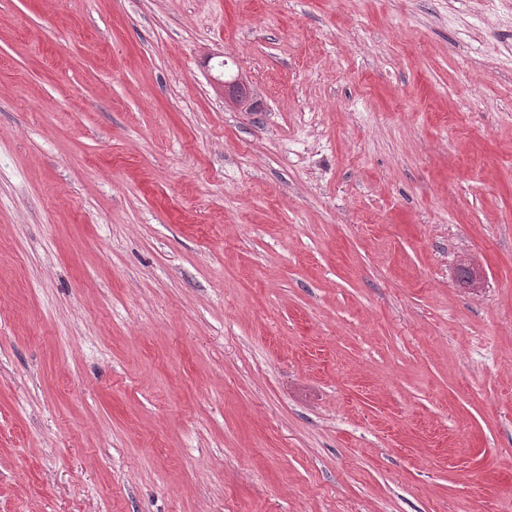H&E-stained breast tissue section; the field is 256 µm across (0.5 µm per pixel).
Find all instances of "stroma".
<instances>
[{"mask_svg":"<svg viewBox=\"0 0 512 512\" xmlns=\"http://www.w3.org/2000/svg\"><path fill=\"white\" fill-rule=\"evenodd\" d=\"M0 512H512V0H0Z\"/></svg>","mask_w":512,"mask_h":512,"instance_id":"obj_1","label":"stroma"}]
</instances>
